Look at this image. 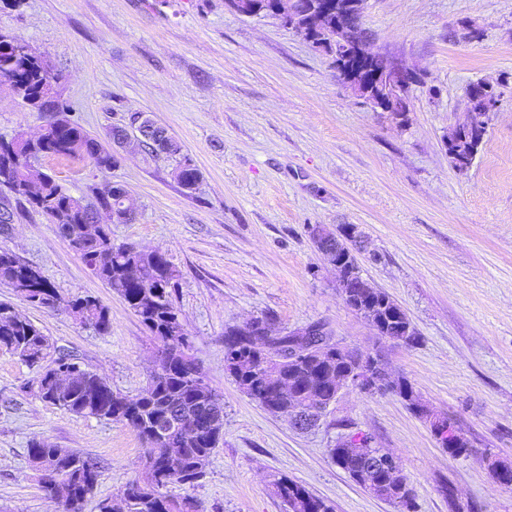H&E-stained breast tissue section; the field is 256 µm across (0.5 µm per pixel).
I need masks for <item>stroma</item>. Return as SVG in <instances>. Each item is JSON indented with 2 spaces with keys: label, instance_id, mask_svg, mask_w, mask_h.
I'll return each mask as SVG.
<instances>
[{
  "label": "stroma",
  "instance_id": "obj_1",
  "mask_svg": "<svg viewBox=\"0 0 512 512\" xmlns=\"http://www.w3.org/2000/svg\"><path fill=\"white\" fill-rule=\"evenodd\" d=\"M375 51L418 77L405 120L377 112L338 78L331 57L274 19L240 16L224 0H22L0 30L40 52L62 81L68 117L91 136L149 118L199 169L184 189L171 162L122 151L102 170L86 158L46 156L41 171L72 193L123 185L136 218L112 240L159 250L179 273L173 302L189 352L224 401V435L205 475L170 492L200 512H286L285 478L334 512H398L332 460L342 435L366 434L396 459L411 512H512L484 452L512 462V0H367ZM499 84L500 101L470 167L459 171L448 133L470 121L468 84ZM45 118L0 87V136ZM0 250L36 267L66 297L91 296L111 327L80 325L65 308L0 285V302L113 390L140 394L156 344L139 317L77 255L55 225L14 198ZM355 225L358 266L406 312L419 340L378 336L348 307L335 269L309 228ZM269 315L293 331L322 324L342 347L379 353L475 453L452 458L397 395L348 387L320 425L301 432L250 399L224 369V331ZM36 371L0 352V512H58L28 463L31 442L75 450L101 476L83 512H98L138 469L146 446L133 428L43 402ZM455 499H448L444 487Z\"/></svg>",
  "mask_w": 512,
  "mask_h": 512
}]
</instances>
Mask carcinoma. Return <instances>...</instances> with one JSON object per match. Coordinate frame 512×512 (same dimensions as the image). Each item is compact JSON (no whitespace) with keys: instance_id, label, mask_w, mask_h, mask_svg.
<instances>
[{"instance_id":"carcinoma-1","label":"carcinoma","mask_w":512,"mask_h":512,"mask_svg":"<svg viewBox=\"0 0 512 512\" xmlns=\"http://www.w3.org/2000/svg\"><path fill=\"white\" fill-rule=\"evenodd\" d=\"M17 75L22 81L26 97L41 93L53 76L41 67V55L30 45L13 42L0 43V74ZM147 154L166 158L176 163L179 184L193 189L200 172L192 160L182 153L180 144L170 135L160 137L145 146ZM32 150L58 157L84 156L94 160L96 167L110 169L117 164L112 154L104 151L97 138L88 134L79 124L62 116L50 121L45 133ZM0 191L23 198L32 209L45 215L58 233L67 238L82 230L89 216L96 210L116 204L120 187L105 184L89 188V194L74 196L50 175L36 169L20 180L13 173L0 168ZM80 258L85 265L112 291L121 296L139 317L158 349L165 354L161 371L154 374L141 396L133 399L112 387L98 374L82 369L72 387L61 388L53 378V366L71 360V355L56 351L50 338L29 320L12 312L11 305L0 303V350H4L30 367L38 368L35 378L39 398L70 414L96 420L121 423L136 430L143 440L178 417L185 426H195L198 436L190 438L178 448L164 442L145 448L138 478L128 482L112 501L99 504V512H199L197 503L188 497H173L167 489L186 485L203 477L210 458L224 430V402L204 379L195 378L199 369L187 353L189 343L185 330L174 336L171 329L179 325V315L172 302V290L177 284V271L162 252H141L130 246L112 242L110 225L102 224L97 235L81 247ZM4 283L26 300L52 307L65 305L82 325L99 332L110 328L108 309L90 296L63 298L48 283L40 271L17 260L11 253L0 251V284ZM358 315L387 327L388 333L400 342L410 345L418 335L405 312L390 297L376 289L347 301ZM297 338L296 332L282 334L267 344H257L249 337L239 335V328L224 331V367L239 388L265 410L288 401L304 408L301 394L318 391L323 404H328L335 391L324 386V380L350 369L352 356L328 355L321 360L311 357L286 362L288 343ZM276 358L280 373H292L296 382L281 393L269 391L266 374ZM370 446L364 442L346 448V456L336 465L349 476L360 469L361 451ZM60 453L63 464L55 475L39 474L46 494L68 492L70 512H82L83 503L94 491L100 477L97 463L68 448H54L42 441H33L27 448L29 463L35 465L41 457ZM178 459L181 468L165 472L164 455ZM277 493L286 506V512H333L322 499L312 495L298 484L281 480Z\"/></svg>"}]
</instances>
